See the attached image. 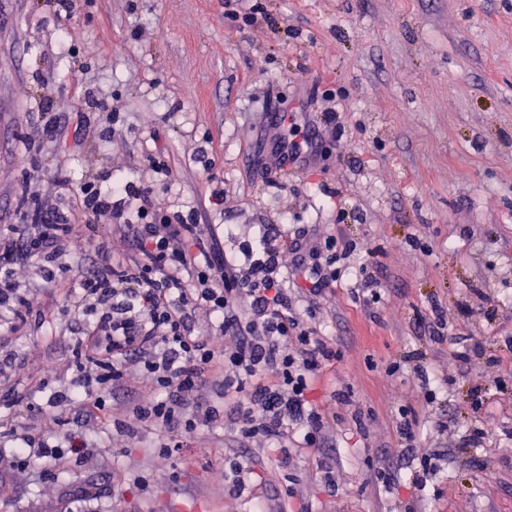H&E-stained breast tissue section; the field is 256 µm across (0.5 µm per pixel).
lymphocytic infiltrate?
Segmentation results:
<instances>
[{
    "label": "lymphocytic infiltrate",
    "instance_id": "f902f5d3",
    "mask_svg": "<svg viewBox=\"0 0 512 512\" xmlns=\"http://www.w3.org/2000/svg\"><path fill=\"white\" fill-rule=\"evenodd\" d=\"M77 199L67 212L34 208L31 223L0 233V313L15 328L30 315L17 264L34 262L44 280L60 282L68 272L63 250L80 239L95 244L105 228L131 234L140 255L130 264L99 252L98 267L66 304V315L85 320L81 351L73 386L55 390L49 402L92 420L136 365L148 388L132 392L127 406L139 421L173 433L164 455L179 454L182 436L219 420L216 395L239 439L258 438L284 453L296 428L307 447L319 445L323 414L311 394L337 351L312 327L314 308L298 310L295 301L335 284L338 239L307 230L288 236L271 224L247 247L243 265L224 254L207 225L172 223L132 181L88 179ZM284 254L292 257L286 274L279 269ZM199 310L208 315L200 331ZM12 404L14 414L0 416V433L22 446L0 457V466L55 470L62 458L54 446L18 429V415L32 409L27 395L16 394Z\"/></svg>",
    "mask_w": 512,
    "mask_h": 512
}]
</instances>
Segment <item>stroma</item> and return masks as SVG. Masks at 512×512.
I'll use <instances>...</instances> for the list:
<instances>
[{"instance_id":"1","label":"stroma","mask_w":512,"mask_h":512,"mask_svg":"<svg viewBox=\"0 0 512 512\" xmlns=\"http://www.w3.org/2000/svg\"><path fill=\"white\" fill-rule=\"evenodd\" d=\"M257 3L264 17L240 30L233 0H72L66 15L56 0H0V225L25 223L37 200L71 207L80 181L107 175L168 215L195 213L235 257L266 224L344 239L346 265L379 285L341 276L312 322L339 353L313 393L320 447L283 457L220 422L168 459V432L130 414L133 435L115 428L122 388L101 419L58 426L68 412L47 399L72 385L80 339L62 308L97 263L78 242L67 287L17 269L31 316L0 348L17 357L0 414L30 389L43 413L20 427L59 446L83 432L89 458L51 477L0 468V512H512V0ZM68 28L79 39L65 53ZM294 124L313 140L286 171L273 148ZM216 191L222 209L205 208ZM423 368L444 379L437 393ZM404 419L442 457L420 482ZM236 458L262 480L225 486Z\"/></svg>"}]
</instances>
